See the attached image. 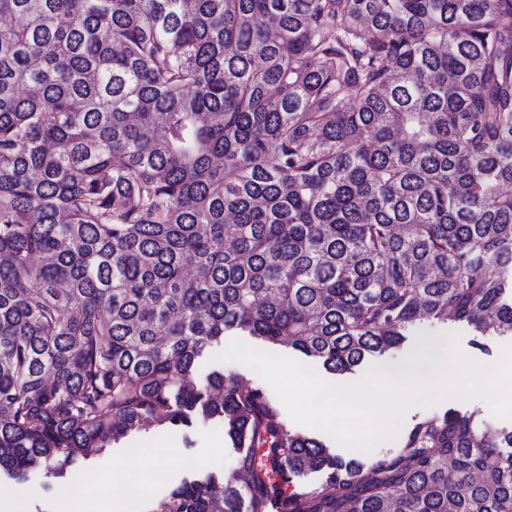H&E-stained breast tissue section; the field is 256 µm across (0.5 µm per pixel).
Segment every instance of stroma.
Wrapping results in <instances>:
<instances>
[{
  "label": "stroma",
  "instance_id": "obj_1",
  "mask_svg": "<svg viewBox=\"0 0 512 512\" xmlns=\"http://www.w3.org/2000/svg\"><path fill=\"white\" fill-rule=\"evenodd\" d=\"M223 438L224 427L216 421L198 422L188 428L133 431L105 453L77 460L65 478L37 472L19 482L1 476L0 492L19 495L20 512H61L59 504L73 483L89 475L96 480V497L106 505L112 499L111 480L133 471L147 486L146 492L138 496L139 512H149L184 480L209 472H235L236 455ZM156 450L163 457L159 465L152 458Z\"/></svg>",
  "mask_w": 512,
  "mask_h": 512
}]
</instances>
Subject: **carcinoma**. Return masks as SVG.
Instances as JSON below:
<instances>
[{
  "mask_svg": "<svg viewBox=\"0 0 512 512\" xmlns=\"http://www.w3.org/2000/svg\"><path fill=\"white\" fill-rule=\"evenodd\" d=\"M0 472L219 421L151 512H512V430L448 411L342 462L224 333L346 376L422 322L512 333V0H0ZM324 475L287 499L255 466ZM233 340H240L246 345L267 351L273 354H277L280 356L288 357L298 361L299 363L306 365L308 367L313 368L317 374L325 381L329 383H349L359 379L363 376L367 370L371 367L378 365L377 362H367L363 364L361 367L357 368L354 374H349L346 377H336V379L327 373H325L316 363L310 361L305 358L300 353L288 349L287 347L279 346V345H270L264 344L260 340H257L251 336H248L245 333L241 332H226L224 334V342L220 346L213 347L205 360V365L201 367V371L205 372L209 368H218L224 369V374H238L242 375L246 378L252 379L256 383H258L266 392V394L274 401L276 406L279 409L281 419L287 425L288 429L294 432H299L305 435H309L315 437L321 441H323L328 447L329 450L335 454L337 457L342 458L344 460L349 459H360L362 461H370L373 459H377L386 455L395 454L401 447V443L404 440L405 436L409 432V430L421 419L433 415V414H443L448 409L458 411L460 413L471 412L474 410H482L484 416L497 428L504 429L506 431L512 430V419H499L492 415L488 404L481 400L474 401H461L457 399H448L440 403L439 405L432 408H419L415 407L410 409L404 418L402 429L396 440L392 442H386L380 444L374 451L371 453H364L361 451L349 450L346 449L339 444H337L329 435L326 433L301 426L296 424L288 415L286 409L282 405V403L277 398L276 394L272 390V388L252 369L248 368L245 365H242L237 362H227V363H218L212 362L211 358L216 354L223 350H225L229 344Z\"/></svg>",
  "mask_w": 512,
  "mask_h": 512,
  "instance_id": "1",
  "label": "carcinoma"
}]
</instances>
